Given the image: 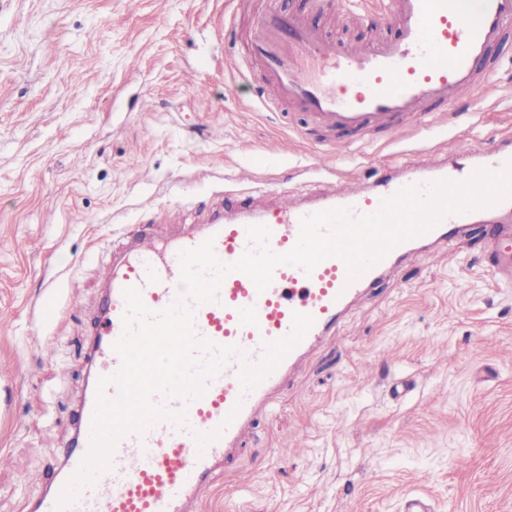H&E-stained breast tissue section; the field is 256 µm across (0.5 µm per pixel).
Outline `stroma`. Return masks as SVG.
Listing matches in <instances>:
<instances>
[{
	"instance_id": "obj_1",
	"label": "stroma",
	"mask_w": 512,
	"mask_h": 512,
	"mask_svg": "<svg viewBox=\"0 0 512 512\" xmlns=\"http://www.w3.org/2000/svg\"><path fill=\"white\" fill-rule=\"evenodd\" d=\"M242 0H0V512H33L76 436L106 293L134 236L169 238L223 205L239 168L298 195L372 180L431 148L466 172L461 143L512 136V42L499 90L370 141L258 104L241 77ZM342 40L368 38L311 0H280ZM489 227L443 259L409 253L356 300L260 411L204 512H512V288L488 271ZM56 300L59 311L44 305ZM407 379L404 396L390 393Z\"/></svg>"
}]
</instances>
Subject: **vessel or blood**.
<instances>
[{
  "label": "vessel or blood",
  "mask_w": 512,
  "mask_h": 512,
  "mask_svg": "<svg viewBox=\"0 0 512 512\" xmlns=\"http://www.w3.org/2000/svg\"><path fill=\"white\" fill-rule=\"evenodd\" d=\"M369 23L395 26L396 38L339 43L301 13L283 14L270 2L244 33L239 71L244 76L255 69L264 74L265 83L256 94L264 108L298 107L325 131L368 136L405 125L422 128L433 110L452 112L462 100L491 92L497 67L487 50L512 40V0H390L387 19L373 17ZM463 151L474 170L498 171L512 161V147L493 142L467 144ZM460 178L444 158L422 155L404 164L401 173L384 172L369 182L340 185L307 203L290 199L284 190L263 209L225 198L223 209L213 212L200 230L167 244L139 235L106 267L108 293L94 350L98 376L111 375L121 365L113 344L123 331L125 289H139L150 310L169 306L180 289V251L209 239L216 256L232 263L249 246L248 227L264 225L271 231L270 249L282 254L295 246L305 216L333 208L348 209L355 216L371 214L383 198L406 186ZM469 224L491 225L489 273L498 286L512 288V198L445 216L431 231L396 245L352 282L336 257L309 273L278 266L262 291L247 275L229 274L217 301L195 312L200 336L239 347L255 364L263 356L264 343L290 332L294 313L311 315L313 326L251 390H242L241 360L234 357L208 380L201 397L188 402L170 399L171 411L185 412L187 428L161 420L144 433L123 437L112 453L110 469L82 487L67 512H201L205 492L241 448L257 412L272 406L287 389L300 363L335 333L337 321L354 300L409 252L435 248ZM95 402V390H88L63 473L39 499L36 512H53L89 453Z\"/></svg>",
  "instance_id": "obj_1"
}]
</instances>
